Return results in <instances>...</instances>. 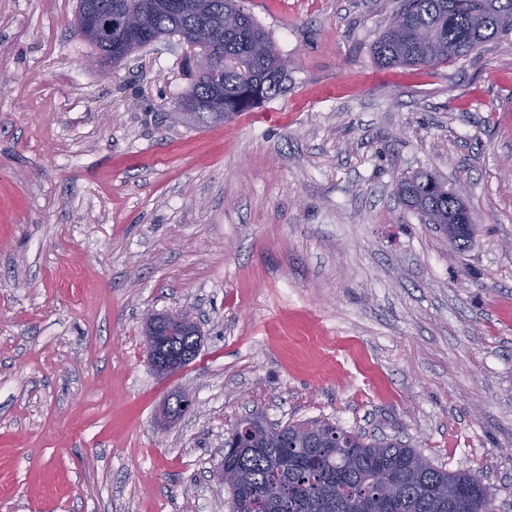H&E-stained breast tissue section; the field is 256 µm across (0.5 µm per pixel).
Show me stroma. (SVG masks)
<instances>
[{"label": "stroma", "instance_id": "stroma-1", "mask_svg": "<svg viewBox=\"0 0 512 512\" xmlns=\"http://www.w3.org/2000/svg\"><path fill=\"white\" fill-rule=\"evenodd\" d=\"M240 4L283 91L196 126L181 37L102 78L78 0H0V512H227L255 411L399 439L512 512V35L383 69L401 0ZM420 171L472 209L466 250L397 195ZM166 312L203 334L169 378ZM163 314V315H162ZM155 315V323H154V331L149 335L150 328L147 319L144 322V334L148 336L146 338V347L148 352V358L151 362L154 369H157L161 376L169 377L180 371L186 365L191 363L199 354L200 349L197 352H189L184 356L183 359H175L171 361H161L160 356L158 354V344L161 341L162 336H158L157 331L155 330V325L163 324L166 326L178 327L180 329L188 330L194 333L197 336H203L198 326L194 321L180 316V315H171V314H154Z\"/></svg>", "mask_w": 512, "mask_h": 512}]
</instances>
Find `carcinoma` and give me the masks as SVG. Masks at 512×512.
I'll return each instance as SVG.
<instances>
[{
  "label": "carcinoma",
  "instance_id": "carcinoma-1",
  "mask_svg": "<svg viewBox=\"0 0 512 512\" xmlns=\"http://www.w3.org/2000/svg\"><path fill=\"white\" fill-rule=\"evenodd\" d=\"M169 0H79L76 18L139 13L162 37L193 33L216 38L224 69L214 77L198 68L177 104L197 123L222 124L282 92L284 57L239 0H193L180 11ZM512 34V0H403L374 44L376 63L440 65L463 59ZM224 111H211L217 94ZM408 206L427 223H445L459 196L433 175L401 181ZM194 345L181 332L168 339L176 355ZM229 492V512H493L494 493L471 473L433 465L394 439L364 436L323 420L298 422L286 432L256 413L237 422L218 466Z\"/></svg>",
  "mask_w": 512,
  "mask_h": 512
}]
</instances>
